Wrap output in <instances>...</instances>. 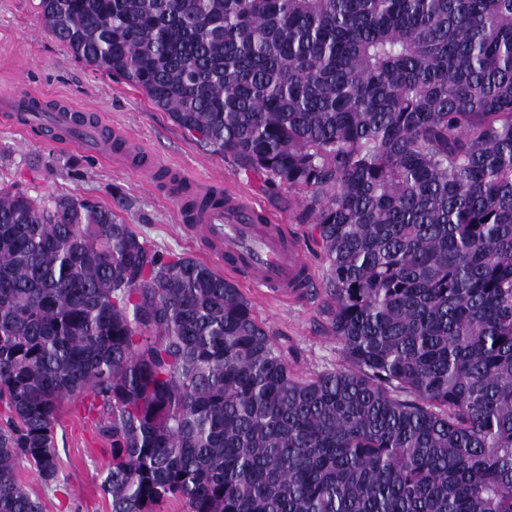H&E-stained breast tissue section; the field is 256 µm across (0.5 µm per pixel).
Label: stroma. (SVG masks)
Returning a JSON list of instances; mask_svg holds the SVG:
<instances>
[{
	"label": "stroma",
	"instance_id": "obj_1",
	"mask_svg": "<svg viewBox=\"0 0 512 512\" xmlns=\"http://www.w3.org/2000/svg\"><path fill=\"white\" fill-rule=\"evenodd\" d=\"M38 0H0V94L37 90L45 96L69 99L81 111L101 113L109 124L130 131L165 167L187 179H222L267 220L285 225L310 259L317 282L305 301L268 296L262 289L242 286L253 311L267 323L284 349L289 364L300 373L338 367L342 357L321 313L327 270L320 247L307 225L297 223L287 193L264 190L232 160L199 147L140 89L117 77L93 71L44 28ZM21 185L31 195L75 193L113 206V191H122L128 206L120 215L159 253L188 254L215 270L224 265L204 241L180 221L177 203L164 183L146 184L132 169L108 163L82 146H61L43 131L21 133L0 121V186ZM100 415L86 395L67 403L56 427L59 479L44 487L29 469L21 475L45 502V512H111L100 483L112 460L111 447L99 432Z\"/></svg>",
	"mask_w": 512,
	"mask_h": 512
}]
</instances>
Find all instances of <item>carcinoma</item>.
I'll return each mask as SVG.
<instances>
[{
  "label": "carcinoma",
  "instance_id": "1",
  "mask_svg": "<svg viewBox=\"0 0 512 512\" xmlns=\"http://www.w3.org/2000/svg\"><path fill=\"white\" fill-rule=\"evenodd\" d=\"M78 61L301 194L343 364L111 208L0 187V512L90 393L112 512H512V0H39Z\"/></svg>",
  "mask_w": 512,
  "mask_h": 512
}]
</instances>
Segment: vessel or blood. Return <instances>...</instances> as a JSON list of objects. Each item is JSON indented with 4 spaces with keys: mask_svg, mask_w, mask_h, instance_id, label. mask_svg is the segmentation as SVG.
<instances>
[{
    "mask_svg": "<svg viewBox=\"0 0 512 512\" xmlns=\"http://www.w3.org/2000/svg\"><path fill=\"white\" fill-rule=\"evenodd\" d=\"M42 129L61 136L65 144L76 145L82 135L91 140L112 141L117 154L132 156L136 150L126 134L108 129L96 120H83L71 108L63 106L42 121ZM223 198L221 207L199 208L195 199ZM182 218L200 224L209 244L214 245L218 259L232 273H244L257 287L274 293L296 296L312 284V273L304 260L298 242L285 234L282 225L258 224L255 207L225 194L222 184H194L182 194Z\"/></svg>",
    "mask_w": 512,
    "mask_h": 512,
    "instance_id": "obj_1",
    "label": "vessel or blood"
}]
</instances>
